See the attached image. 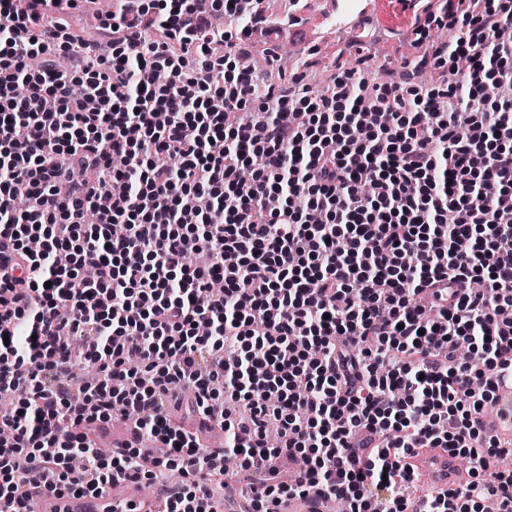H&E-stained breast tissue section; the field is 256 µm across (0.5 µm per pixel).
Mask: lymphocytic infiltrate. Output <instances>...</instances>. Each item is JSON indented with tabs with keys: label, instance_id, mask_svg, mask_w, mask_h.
Segmentation results:
<instances>
[{
	"label": "lymphocytic infiltrate",
	"instance_id": "lymphocytic-infiltrate-1",
	"mask_svg": "<svg viewBox=\"0 0 512 512\" xmlns=\"http://www.w3.org/2000/svg\"><path fill=\"white\" fill-rule=\"evenodd\" d=\"M77 2L0 0V512L173 471L155 512L258 472L248 512H512V0H437L417 59L316 93L246 66L262 0H112L103 45ZM421 448L470 481L408 500ZM97 9V2H83L79 4L76 9L70 10L68 20L71 28L84 38L93 41H102L101 26L92 18ZM88 28H94L95 33L92 38L86 36V30Z\"/></svg>",
	"mask_w": 512,
	"mask_h": 512
}]
</instances>
